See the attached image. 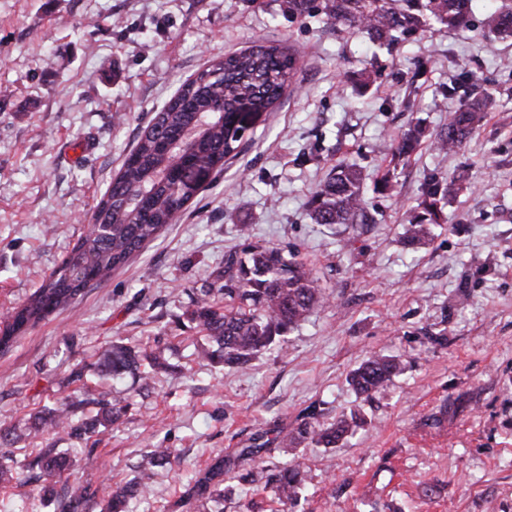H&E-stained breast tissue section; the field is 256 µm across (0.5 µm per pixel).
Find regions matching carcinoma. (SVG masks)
Segmentation results:
<instances>
[{
  "mask_svg": "<svg viewBox=\"0 0 512 512\" xmlns=\"http://www.w3.org/2000/svg\"><path fill=\"white\" fill-rule=\"evenodd\" d=\"M318 9L331 21L358 28L370 42L390 46L400 37L423 31L433 24L448 30L470 22L472 0H322ZM493 30L512 36V12L496 14ZM297 57L285 48L255 45L214 60L188 79L140 134L108 190L88 217L86 230L78 237L61 265L26 301L0 323V352H5L28 328L68 305L85 289L100 286L112 271L125 265L146 243L154 240L197 194L224 170V158L246 140L247 129L236 123L235 113L248 105L262 115L271 111L286 94ZM481 83L475 73L464 81H451L446 95L459 100L448 126L434 137L443 151H455L483 124L494 103L490 92L474 93ZM427 137L420 123L410 126L396 140L394 157H410ZM456 193V181L427 183L414 208L405 238L411 245L425 243L431 227L441 223L443 209ZM308 211L324 226L369 224L363 198V173L353 164L334 166L313 191ZM324 300L312 269L294 253L280 247L249 243L241 251L224 255V266L211 281L189 289L184 316L210 347L201 354L229 368L244 370L262 351L279 343L304 323ZM151 359L153 369L166 367L162 354L147 353L121 342L112 344L103 366L119 377L137 373L142 361ZM403 372L394 356L374 353L353 369L348 381L357 397L369 401L384 393ZM84 402L101 406L100 416L84 425L70 423L72 405L66 404L40 417L41 428L80 437L96 432L99 425L117 420L123 407L84 396ZM365 423L352 410L329 423L303 420L279 431L277 445L286 448L310 441L333 447ZM170 448H155L143 464L157 467L170 463ZM68 466L66 458L42 452L29 464L34 470L29 482L39 492L53 493L52 482ZM307 474L301 465L288 462L267 474L264 490L272 501L288 506L305 487ZM106 489L77 482L58 499L59 512H87ZM224 460L215 461L194 480L183 500L191 512L209 502L223 512ZM145 488L137 482L112 490L106 512H127L129 500L142 497Z\"/></svg>",
  "mask_w": 512,
  "mask_h": 512,
  "instance_id": "carcinoma-1",
  "label": "carcinoma"
}]
</instances>
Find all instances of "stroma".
<instances>
[{"instance_id":"stroma-1","label":"stroma","mask_w":512,"mask_h":512,"mask_svg":"<svg viewBox=\"0 0 512 512\" xmlns=\"http://www.w3.org/2000/svg\"><path fill=\"white\" fill-rule=\"evenodd\" d=\"M498 9L512 0H473L469 27L377 48L287 0H0V316L60 265L139 128L188 78L256 43L300 55L287 95L176 224L0 354V458L66 455L57 494L137 480L147 493L129 512H181L187 477L219 457L241 473L299 462L308 482L288 512H512V39L491 30ZM472 71L496 100L480 130L458 152L429 138L393 164L411 123L430 137L447 127L448 81ZM341 163L362 169L374 218L343 232L307 210ZM385 176L393 194L377 187ZM459 176L430 244L407 250L427 181ZM245 239L296 247L326 300L283 347L221 371L198 354L186 291ZM116 340L169 370L112 377L101 355ZM379 351L405 371L365 402L347 374ZM86 388L121 396V418L83 438L21 437ZM354 408L368 423L336 447L246 453L307 414ZM157 446L176 458L141 468Z\"/></svg>"}]
</instances>
